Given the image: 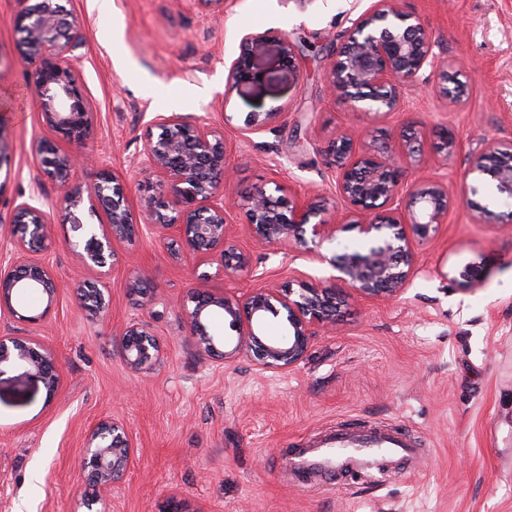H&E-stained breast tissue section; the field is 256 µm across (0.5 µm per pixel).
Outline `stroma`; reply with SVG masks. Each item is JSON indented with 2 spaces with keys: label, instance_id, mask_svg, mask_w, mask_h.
I'll list each match as a JSON object with an SVG mask.
<instances>
[{
  "label": "stroma",
  "instance_id": "obj_1",
  "mask_svg": "<svg viewBox=\"0 0 512 512\" xmlns=\"http://www.w3.org/2000/svg\"><path fill=\"white\" fill-rule=\"evenodd\" d=\"M77 14L82 43L72 60L94 112L82 143L62 151L89 157L74 181L99 170L119 176L131 203L165 192L163 174L144 169L145 136L157 116L179 114L221 130L236 195L277 183L306 202L349 211L325 150L337 134L367 132L376 147L397 149L416 129L420 157L404 162L403 182L434 179L448 188V215L428 241L414 242V273L394 301L358 299L342 307L336 331L312 337L292 369L270 372L248 359L229 364L202 354L177 307L208 275L215 294L234 296L299 280H323L330 258L363 245L337 233L315 249L258 246L239 210L230 234L251 257L250 273L228 276L218 261L173 259L160 238L138 227L113 245L104 267L76 273L79 241L63 190L43 175L32 143L51 137L33 93L34 64L17 51L19 0H0V257L10 251L3 222L27 200L51 225L43 249L57 281L54 301L16 296L0 312V336L39 338L52 350L58 393L26 367L0 369V512H512V206L494 182L465 197L461 175L488 141L512 147V0H399L417 15L449 73L469 87L450 102L429 87L403 90L401 107L367 115L333 103L326 73L353 22L371 0H61ZM273 31L256 59L264 78L226 91L242 34ZM295 65L283 66L278 36ZM285 111L270 128L242 136L248 113ZM453 127L452 157L433 144ZM494 221L474 223L481 209ZM482 279L461 285L459 271ZM155 298L138 305L135 286ZM100 289L103 309L84 301ZM24 321H17V314ZM148 325L161 345L151 369L136 373L122 355L123 328ZM121 420L132 462L112 491L80 469L91 429ZM396 423L420 442L396 475L346 472L298 484L289 461L339 427Z\"/></svg>",
  "mask_w": 512,
  "mask_h": 512
}]
</instances>
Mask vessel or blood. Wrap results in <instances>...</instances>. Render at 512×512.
Listing matches in <instances>:
<instances>
[{
  "mask_svg": "<svg viewBox=\"0 0 512 512\" xmlns=\"http://www.w3.org/2000/svg\"><path fill=\"white\" fill-rule=\"evenodd\" d=\"M416 451V442L397 428H339L329 439L316 444L309 454L295 460L294 466L303 476L328 475L339 470H379L390 458Z\"/></svg>",
  "mask_w": 512,
  "mask_h": 512,
  "instance_id": "obj_1",
  "label": "vessel or blood"
}]
</instances>
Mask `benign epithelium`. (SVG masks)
Here are the masks:
<instances>
[{"mask_svg": "<svg viewBox=\"0 0 512 512\" xmlns=\"http://www.w3.org/2000/svg\"><path fill=\"white\" fill-rule=\"evenodd\" d=\"M27 2L22 0L24 7L16 18L17 46L21 57L38 63L33 86L43 120L55 140L79 143L94 119L71 62L80 45L79 18L54 0H43L39 8ZM273 38L269 30L241 36L239 54L228 68V90L258 82L255 60ZM418 83L432 86L454 102L467 95L462 83L448 86L447 63L435 52V43L420 19L400 9L396 0H375L336 48L327 74L329 97L355 111L388 114L400 106V89ZM283 111L279 105L249 113L241 134L246 137L264 130ZM55 140L35 141L34 153L43 173L64 189L61 203L74 228L81 231V244L73 254L76 266L102 268L105 258L113 254V243L135 233L131 202L118 176L105 169L84 187L73 184L79 157L60 151ZM437 149L446 157L457 152L451 127L441 128ZM422 150L421 139L409 132L402 135L395 152L358 148L353 135H338L329 153L336 164L338 192L352 209V219L344 222L324 205L283 194L278 185L271 191L258 187L243 203L235 204L224 135L175 113L157 116L146 136L145 154L150 167L167 177L171 200L149 195L141 201V213L147 219L161 218V223L147 225L151 230L176 229V239L167 243L174 258L217 254L226 275L247 271L250 255L239 250L229 235L227 211L235 205L255 240L265 246L292 242L317 246L335 239L338 232L353 230L370 243L364 252L343 251L330 260L336 275L329 285L301 280L296 288H258L232 299L209 293L205 277H200L179 303L199 350L216 360L246 357L262 370L284 371L302 358L313 336L335 327L342 303L355 297L390 299L402 293L414 266L413 242L432 238L450 205L447 188L440 182L402 189L401 162ZM487 176L501 192L512 193L511 149L489 143L464 174L467 192L479 194ZM86 213L105 216L106 224L84 222ZM9 224L14 257L0 264V307L29 321L31 317L11 306L12 296L40 292L51 302L57 285L48 267L21 253L45 242L51 225L43 206L27 201L15 206ZM214 307L224 311L220 333L209 326ZM271 321L284 327L279 340L266 338ZM123 353L129 368L141 372L158 361L161 346L144 325L132 322L123 331ZM12 364L34 372L43 379L47 395L55 396L54 358L40 341L0 336V367ZM131 461L125 427L113 419L99 422L89 432L80 467L107 492Z\"/></svg>", "mask_w": 512, "mask_h": 512, "instance_id": "obj_1", "label": "benign epithelium"}]
</instances>
